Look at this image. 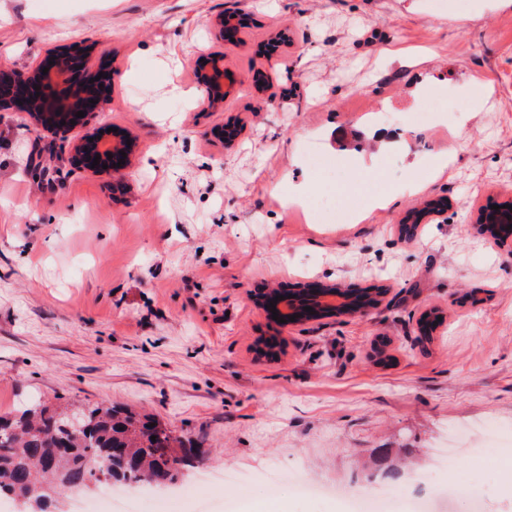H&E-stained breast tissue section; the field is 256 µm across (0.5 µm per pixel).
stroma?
I'll return each instance as SVG.
<instances>
[{"label":"stroma","mask_w":512,"mask_h":512,"mask_svg":"<svg viewBox=\"0 0 512 512\" xmlns=\"http://www.w3.org/2000/svg\"><path fill=\"white\" fill-rule=\"evenodd\" d=\"M233 10L254 23L218 44L211 22ZM60 44L110 67L100 122L137 148L100 176L0 112V413L113 404L191 437L197 469L143 487L140 512H352L366 488L412 512L431 485L459 482L484 489V512H512L498 474L512 447L496 442L512 430V239L475 224L512 194V0H0V59L22 67ZM218 49L239 84L207 109L195 61ZM433 98L443 112L417 127ZM229 121L244 132L227 148L211 131ZM383 131L400 143L387 208L320 224L286 206L316 178L306 139L354 166ZM444 149L438 174L426 158ZM438 198L451 208L401 239ZM311 281L385 294L366 316L296 324L257 304ZM432 308L445 320L426 337ZM380 342L390 365L373 358ZM453 429L463 438L435 469ZM227 467L245 484H197ZM296 471L332 495L295 496Z\"/></svg>","instance_id":"35a3bbf8"}]
</instances>
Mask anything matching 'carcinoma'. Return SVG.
I'll list each match as a JSON object with an SVG mask.
<instances>
[{"instance_id": "carcinoma-1", "label": "carcinoma", "mask_w": 512, "mask_h": 512, "mask_svg": "<svg viewBox=\"0 0 512 512\" xmlns=\"http://www.w3.org/2000/svg\"><path fill=\"white\" fill-rule=\"evenodd\" d=\"M81 426L47 406L0 414V497L35 502L62 494L93 469L140 487L166 486L193 467L190 438L152 416L113 406L80 409ZM55 460L53 470L42 461Z\"/></svg>"}]
</instances>
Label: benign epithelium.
<instances>
[{
    "mask_svg": "<svg viewBox=\"0 0 512 512\" xmlns=\"http://www.w3.org/2000/svg\"><path fill=\"white\" fill-rule=\"evenodd\" d=\"M202 101L210 108L224 104L231 84L225 81L224 54L213 52L199 61ZM110 102L109 79L97 78L89 72L86 52L69 45H57L33 66L19 68L7 60L0 61V112H18L34 129L52 135L61 143L68 141L74 125L87 128L85 134L71 144L68 161L75 168L93 169L98 175L119 170L118 161L131 155L135 145L126 144L127 137L117 135L105 139L98 118ZM84 112V117L77 112ZM101 157L103 164L93 165ZM484 224L512 222L507 207L480 213Z\"/></svg>",
    "mask_w": 512,
    "mask_h": 512,
    "instance_id": "7a95c632",
    "label": "benign epithelium"
}]
</instances>
